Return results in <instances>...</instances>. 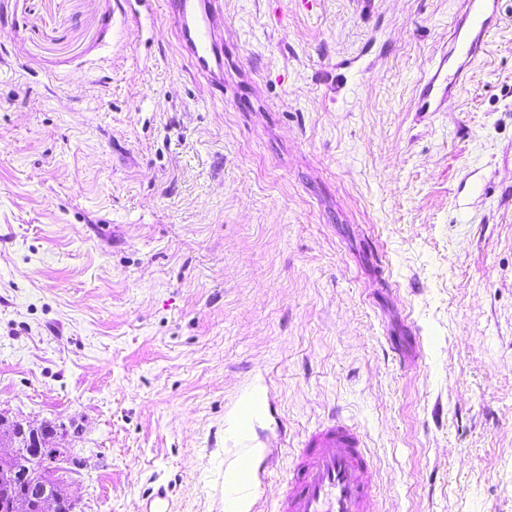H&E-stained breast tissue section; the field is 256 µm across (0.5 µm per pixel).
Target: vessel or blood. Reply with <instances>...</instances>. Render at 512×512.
<instances>
[{
  "label": "vessel or blood",
  "mask_w": 512,
  "mask_h": 512,
  "mask_svg": "<svg viewBox=\"0 0 512 512\" xmlns=\"http://www.w3.org/2000/svg\"><path fill=\"white\" fill-rule=\"evenodd\" d=\"M220 0H175L172 19L194 67L214 79L224 64L214 37ZM498 0H462L463 12L449 46L441 47L418 93L415 109L440 111L486 45ZM278 512H382L375 467L357 427L333 417L308 432L294 454L291 474L278 497Z\"/></svg>",
  "instance_id": "obj_1"
}]
</instances>
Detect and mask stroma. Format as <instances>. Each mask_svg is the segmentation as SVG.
Wrapping results in <instances>:
<instances>
[{
  "mask_svg": "<svg viewBox=\"0 0 512 512\" xmlns=\"http://www.w3.org/2000/svg\"><path fill=\"white\" fill-rule=\"evenodd\" d=\"M0 0V411L64 424L83 512H225L251 388L358 426L384 512H512V0L439 112L459 0ZM172 19L197 71L212 80L224 65L222 44L214 38L220 0H171Z\"/></svg>",
  "mask_w": 512,
  "mask_h": 512,
  "instance_id": "stroma-1",
  "label": "stroma"
}]
</instances>
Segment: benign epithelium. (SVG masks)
I'll use <instances>...</instances> for the list:
<instances>
[{
    "label": "benign epithelium",
    "instance_id": "1",
    "mask_svg": "<svg viewBox=\"0 0 512 512\" xmlns=\"http://www.w3.org/2000/svg\"><path fill=\"white\" fill-rule=\"evenodd\" d=\"M61 424L45 426L35 425L23 419L11 418L0 412V447L7 452H0V466L14 455L16 443L27 436L28 451L32 455H39V449L46 447L43 435L46 432L58 433L62 429ZM0 483L14 485L22 490V495L15 498L10 504L9 512H28L30 505H35L37 512H62L64 507H70L72 512L80 510V501L62 491V486L54 476L45 472L33 474L30 470H1Z\"/></svg>",
    "mask_w": 512,
    "mask_h": 512
}]
</instances>
